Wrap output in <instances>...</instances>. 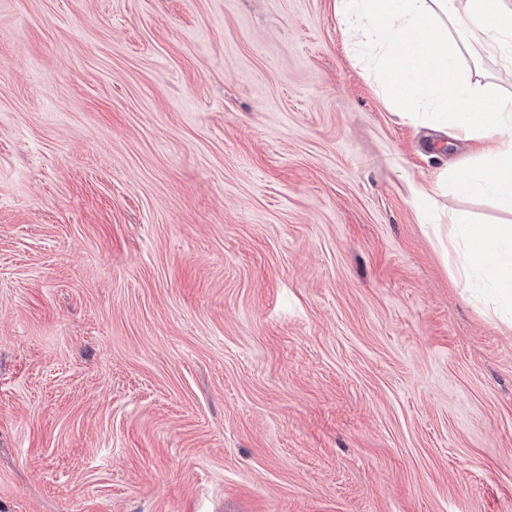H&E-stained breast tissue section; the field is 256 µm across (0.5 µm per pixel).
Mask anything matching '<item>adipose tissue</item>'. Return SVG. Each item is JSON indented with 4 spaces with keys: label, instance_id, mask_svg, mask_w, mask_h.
I'll return each instance as SVG.
<instances>
[{
    "label": "adipose tissue",
    "instance_id": "1",
    "mask_svg": "<svg viewBox=\"0 0 512 512\" xmlns=\"http://www.w3.org/2000/svg\"><path fill=\"white\" fill-rule=\"evenodd\" d=\"M336 11L393 112L476 147L474 164L449 171L451 191L512 213V93L465 67L486 56L512 73V0H336ZM448 224L461 245L458 278L482 273L512 325V225L476 224L463 212L449 213Z\"/></svg>",
    "mask_w": 512,
    "mask_h": 512
}]
</instances>
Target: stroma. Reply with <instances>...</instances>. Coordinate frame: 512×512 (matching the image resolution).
Wrapping results in <instances>:
<instances>
[{"label":"stroma","mask_w":512,"mask_h":512,"mask_svg":"<svg viewBox=\"0 0 512 512\" xmlns=\"http://www.w3.org/2000/svg\"><path fill=\"white\" fill-rule=\"evenodd\" d=\"M336 0H0V512H512V326Z\"/></svg>","instance_id":"35a3bbf8"}]
</instances>
